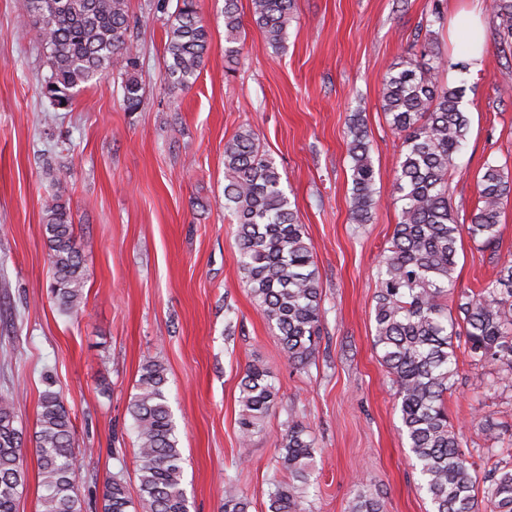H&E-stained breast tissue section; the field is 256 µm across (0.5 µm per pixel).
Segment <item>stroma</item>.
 Returning <instances> with one entry per match:
<instances>
[{"label": "stroma", "instance_id": "stroma-1", "mask_svg": "<svg viewBox=\"0 0 512 512\" xmlns=\"http://www.w3.org/2000/svg\"><path fill=\"white\" fill-rule=\"evenodd\" d=\"M129 38L143 86L137 111L105 74L66 108L42 92L41 41L26 30L25 0H0V393L14 398L26 480L17 512H39L34 452L39 399L58 392L74 448L90 449L76 486L83 512H102L106 477L138 495L136 433L128 411L142 365L167 369L190 512H221L234 482L249 512H267L273 481L287 479L275 446L289 424L315 443L305 512H349L360 486L382 512H431L404 435L394 386L373 347L377 264L399 221L393 182L400 140L381 105L384 77L425 42L444 60L439 80L464 85L467 140L449 170L448 201L468 218L486 163L512 177V37L491 0H296L286 47L273 52L238 0L245 38L224 54V0H197L211 39L187 90L164 79L168 21L178 0H128ZM440 17H433V10ZM478 11L482 66L459 72L453 23ZM367 126L379 202L369 223L350 220L346 122ZM274 159L310 243L322 292L321 340L306 368L286 360L276 330L243 283L236 224L224 208V145L240 127ZM69 204L85 287L78 313L51 293L44 199ZM498 251L469 235L458 244L462 288L492 280L512 256V199ZM448 416L478 473L498 459L481 427L490 413L512 433V390L491 393L457 345ZM263 362L281 399L239 458V380Z\"/></svg>", "mask_w": 512, "mask_h": 512}]
</instances>
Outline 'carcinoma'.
I'll return each instance as SVG.
<instances>
[{
	"instance_id": "obj_1",
	"label": "carcinoma",
	"mask_w": 512,
	"mask_h": 512,
	"mask_svg": "<svg viewBox=\"0 0 512 512\" xmlns=\"http://www.w3.org/2000/svg\"><path fill=\"white\" fill-rule=\"evenodd\" d=\"M491 10L512 34V0H493ZM27 11L48 50L44 93L52 106H68L75 89L111 70L123 76L126 109L139 107L142 86L131 73L135 57L128 40V0H27ZM252 16L267 45L278 52L294 21V0H252ZM242 30L238 0H224L226 56L238 53L235 44ZM209 49L197 0H182L167 31V83L191 88ZM442 65L439 52L426 42L382 83L383 111L401 139L394 181L401 207L378 263L373 342L396 388L402 432L432 512H512V455L479 480L445 405L457 374V339H464L471 361L493 377L494 387H512V260L503 261L499 277L476 290L458 287L455 277L462 233L484 249L498 248L499 217L512 195V182L503 168L486 164L477 183L479 206L468 224L458 222L448 204V170L466 140L470 120L462 109L463 89L438 82ZM347 150L353 184L350 217L366 224L377 190L368 131L356 115L347 125ZM224 208L237 224L246 286L281 336L288 363L303 369L320 336L318 272L281 173L247 127L224 144ZM43 211L51 293L57 306L71 314L81 306L85 280L70 209L54 193ZM167 382L162 363L149 360L142 367L130 404L140 459L139 500L133 503L124 481L114 475L103 485L102 512H189ZM278 399L269 368L249 364L239 383L242 444L261 430ZM37 422L40 512H81L79 453L72 447V422L59 393L41 395ZM23 445L14 427L12 399L0 395V512H16L24 483ZM276 447L278 462L291 479L274 481L267 512H299L313 485L314 439L305 427L291 424ZM249 507L234 484L224 487L222 512H249ZM350 512H381V506L363 485Z\"/></svg>"
}]
</instances>
